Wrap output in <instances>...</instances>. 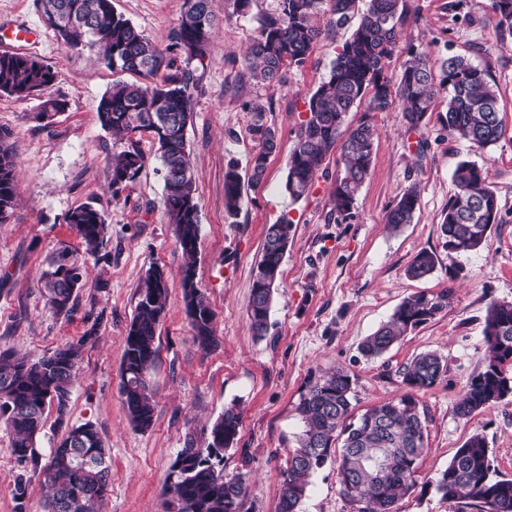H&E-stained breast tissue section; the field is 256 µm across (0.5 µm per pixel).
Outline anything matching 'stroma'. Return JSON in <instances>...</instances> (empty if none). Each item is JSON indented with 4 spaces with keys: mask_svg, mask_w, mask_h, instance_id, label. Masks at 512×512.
Listing matches in <instances>:
<instances>
[{
    "mask_svg": "<svg viewBox=\"0 0 512 512\" xmlns=\"http://www.w3.org/2000/svg\"><path fill=\"white\" fill-rule=\"evenodd\" d=\"M406 0L408 19L385 72L398 81L411 50L439 61L462 55L488 66L496 83L502 119L500 141L485 152L468 150L438 115L408 130L400 110L375 112L373 164L353 220L330 217V188L338 152H330L311 193L292 201L285 189L288 158L308 100L325 78L350 28L333 29L317 43L308 63L288 71L285 84L256 83L244 56L260 19L276 13L279 0H211L216 26L206 47L204 71L195 93L186 144L199 175L201 232L196 285L215 313L216 346L193 338L179 269L183 257L161 204L163 179L153 139L140 134L145 167L113 200L107 160L123 148L98 119V106L121 73L98 61L89 48H74L45 28L38 0H0V52L37 57L56 74L51 96L65 107L43 124L34 115L41 95L26 99L0 93V127L11 130L18 163L17 205L0 223V347L37 358L76 340L84 346L70 410L58 420L47 410L41 454L65 428L85 422L99 430L111 462L102 512H169L166 475L188 439L202 440L225 407L237 406L240 432L224 452L226 477L244 475L249 494L243 512H278L288 456L303 425L297 413L311 383L336 370L352 376L354 415L405 393L402 371L423 352L438 351L447 371L416 397L427 411L428 450L420 458L415 485L397 500L395 512H476L468 501L448 500L435 481L457 448L474 434L489 448L494 476L512 479V395L468 417L455 406L489 355L483 336L487 308L512 301V36L497 38L488 17L491 0ZM185 0H113L122 13L160 49L170 45ZM35 27L37 42L16 40L19 29ZM264 111L279 133L259 185H245L236 216L224 207V173L229 164L246 171L256 148L249 128L252 106ZM463 160L488 169L499 203L486 249L449 257L441 223L454 192L452 173ZM419 191L410 224L389 229L387 210L409 186ZM99 203L108 233L98 257L87 260V278L70 315L50 310L39 278L63 247L83 252L84 243L67 214L80 204ZM292 221L288 249L275 290L265 335L250 330L247 310L267 225ZM439 263L422 279L406 269L420 250ZM168 274V303L158 330V360L150 372L155 413L152 427L135 430L120 395L124 337L135 313L147 270ZM451 290L448 307L409 331L381 357L364 358L359 345L386 322L408 296ZM329 459L311 479L301 512H357Z\"/></svg>",
    "mask_w": 512,
    "mask_h": 512,
    "instance_id": "1",
    "label": "stroma"
}]
</instances>
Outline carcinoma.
<instances>
[{"label":"carcinoma","instance_id":"carcinoma-1","mask_svg":"<svg viewBox=\"0 0 512 512\" xmlns=\"http://www.w3.org/2000/svg\"><path fill=\"white\" fill-rule=\"evenodd\" d=\"M211 0H185L181 21L171 36L169 54L117 12L112 0H44V24L72 46L88 38L89 48L100 58L112 56L118 71L143 78L163 73L152 83L116 82L104 93L98 115L101 126L115 134L147 133L157 146L164 182L163 206L175 226L176 245L182 253L179 269L183 299L194 337L203 348L215 345L212 309L196 287V255L200 217L196 202L197 174L186 146L190 103L198 91L203 57L214 25ZM280 0V10L262 17L259 32L250 44L245 61L251 78L280 84L287 70L305 66L312 49L329 28H342L358 17L329 71L311 94L309 116L298 129L288 159L285 190L298 201L313 188L327 154L341 143L338 171L330 196L336 222L354 218L360 189L372 170L374 128L366 116L352 128L345 127L347 114L360 105L367 112H388L400 101L408 129L425 124L436 95L447 94L442 126L474 150L485 151L502 135L495 82L487 67L463 56L445 58L434 74L425 51H411L396 90L385 74V62L399 44L407 20L406 0ZM497 34L512 33V0H491ZM55 73L36 58L18 52L0 53V92L23 99L46 91ZM63 110V103L47 96L35 119L47 124ZM257 149L249 160L248 181L259 183L269 157L276 151L278 131L267 125L260 112L250 128ZM12 133L0 129V223L8 220L17 201V160ZM140 140L127 139L123 149L108 159L112 199L136 180L145 166ZM454 193L448 200L441 232L448 257L487 246L491 228L498 223V198L488 182L485 167L469 160L453 172ZM243 199V178L234 165L224 174L227 212L237 213ZM419 205L417 188L404 190L386 215L397 229L412 222ZM67 223L74 226L85 245L84 255L63 248L43 271L41 281L50 308L68 315L82 284L67 276L68 263L85 267V256L96 255L107 233L103 207L85 203L72 209ZM292 221L284 216L268 226L257 263L248 308L251 331L262 336L284 261ZM439 262L436 253L421 250L413 257L407 275L429 276ZM168 277L160 268L148 270L139 288L134 317L126 331L121 361L120 394L130 422L140 431L153 424L154 396L149 374L158 353V328L165 315ZM451 291L436 296L405 298L390 319L361 344L366 358L390 350L408 331L434 319L448 307ZM484 338L489 357L484 371L474 377L455 407L468 417L486 405L512 394V302H493L485 318ZM82 342L66 343L36 360L18 358L0 348V417L13 435L18 466L12 496L15 512H25L28 473L42 468L50 489L49 512H97L110 481V465L103 439L90 422L73 425L50 448L49 460L39 466L35 447L45 424V411L55 408L57 420L69 411L71 389L81 360ZM447 365L436 351L417 355L403 370L409 392L395 401L377 405L351 418V375L338 369L313 383L297 407L304 430L290 455L284 476L279 512H298L306 498L310 478L341 447L338 479L341 491L358 505V512H393L396 499L414 486L418 460L427 450L425 412L414 392L432 387ZM236 408L224 409L207 429L204 444L178 451L183 466L169 468L166 484L173 491V512H240L248 486L241 476L224 477V450L239 434ZM92 455L86 464L81 457ZM436 490L448 500H468L477 512H512V479L492 475L489 450L483 436H470L440 472Z\"/></svg>","mask_w":512,"mask_h":512}]
</instances>
